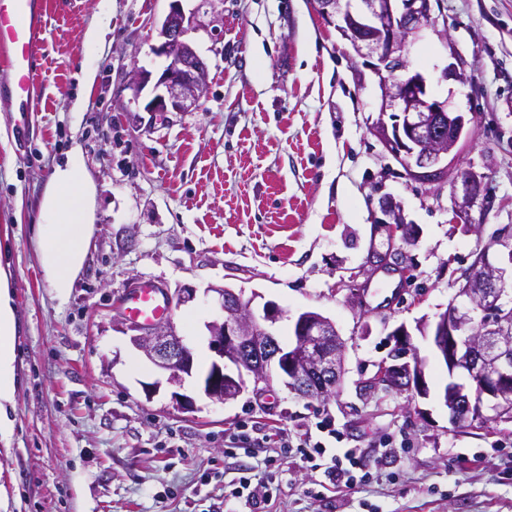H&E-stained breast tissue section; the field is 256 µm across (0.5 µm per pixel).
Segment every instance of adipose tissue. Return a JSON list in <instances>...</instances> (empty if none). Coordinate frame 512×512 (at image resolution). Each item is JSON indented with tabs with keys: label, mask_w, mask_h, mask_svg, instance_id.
<instances>
[{
	"label": "adipose tissue",
	"mask_w": 512,
	"mask_h": 512,
	"mask_svg": "<svg viewBox=\"0 0 512 512\" xmlns=\"http://www.w3.org/2000/svg\"><path fill=\"white\" fill-rule=\"evenodd\" d=\"M97 184L82 152L71 148L56 164L36 202L39 256L45 280L67 299L83 269L97 221ZM10 262L0 250V437L13 432L6 407L17 391L16 313L10 290Z\"/></svg>",
	"instance_id": "adipose-tissue-1"
}]
</instances>
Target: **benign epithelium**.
I'll return each instance as SVG.
<instances>
[{"label":"benign epithelium","instance_id":"1","mask_svg":"<svg viewBox=\"0 0 512 512\" xmlns=\"http://www.w3.org/2000/svg\"><path fill=\"white\" fill-rule=\"evenodd\" d=\"M321 19L336 28L354 52L366 59L381 91L379 115L371 130L386 153L407 174L422 182L438 180L455 172L462 196H454L450 223L478 206L489 210L494 200L491 181L484 173L454 165L461 139L475 126L476 119L449 109L448 102L431 98L426 80L409 71V47L420 31L434 26L432 0H364L353 11L343 0H314ZM194 15H185L181 0H171L161 23L155 54L166 59L158 77L133 64L125 85L128 98L120 102L125 112H147L163 117L170 112L198 109L206 86L207 66L188 33ZM390 115L392 123L384 121ZM512 269V227L501 228L482 247V257L462 277L459 296L441 313L433 328V343L448 372L468 375L469 385L450 382L443 388L448 421L468 427L498 421L512 409V331L502 324L507 308L508 269ZM222 317L206 324L210 348L218 359L201 376L203 394L222 403L238 398L246 390L256 393L268 381V370L276 367L285 387L311 399L334 396L344 371L345 346L333 321L316 311H305L294 322V342L281 344L272 332L280 316L272 302L256 311L226 287H215ZM128 328L133 345L167 382L179 385L191 375L194 356L172 320ZM397 345L377 366L371 387L415 391L427 395L421 361L413 354L409 332H395ZM493 415H487V412Z\"/></svg>","mask_w":512,"mask_h":512}]
</instances>
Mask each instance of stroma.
Segmentation results:
<instances>
[{
    "instance_id": "obj_1",
    "label": "stroma",
    "mask_w": 512,
    "mask_h": 512,
    "mask_svg": "<svg viewBox=\"0 0 512 512\" xmlns=\"http://www.w3.org/2000/svg\"><path fill=\"white\" fill-rule=\"evenodd\" d=\"M97 2L47 0L26 140L0 106V241L19 376L14 432L0 439V512H512V424L449 423V374L431 336L477 250L512 225V0H434L436 26L410 46L430 93L476 116L458 162L490 174L500 204L473 209L469 231L450 221L452 177L418 183L386 155L370 129L375 76L312 0H220L217 25L201 0H183L208 81L199 110L159 123L118 104L133 63L156 75L165 65L153 48L169 0H112L105 13ZM93 28L101 41L90 46ZM451 63L470 83L444 77ZM75 146L97 184V224L63 301L43 277L33 224L50 171ZM394 207L412 242L386 230ZM143 281L196 291L170 312L196 373L151 399L143 386L158 374L120 309ZM213 286L256 309L276 303L284 343L300 313L329 317L346 344L336 396L299 397L274 370L265 398L202 395L198 376L215 358L206 324L222 315ZM401 325L427 396L362 391ZM175 391L192 410L173 407ZM323 423L356 449L363 480L339 486L281 455L282 437H319ZM242 424L259 430L261 448L225 455ZM248 470L268 500L225 501Z\"/></svg>"
}]
</instances>
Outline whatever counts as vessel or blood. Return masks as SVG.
I'll list each match as a JSON object with an SVG mask.
<instances>
[{"mask_svg":"<svg viewBox=\"0 0 512 512\" xmlns=\"http://www.w3.org/2000/svg\"><path fill=\"white\" fill-rule=\"evenodd\" d=\"M46 13V0H0V60L12 73L5 91L18 114L16 126L25 130L38 106L39 74L35 64ZM124 315L141 324L162 317L167 305L159 285L133 288L122 300Z\"/></svg>","mask_w":512,"mask_h":512,"instance_id":"vessel-or-blood-1","label":"vessel or blood"}]
</instances>
